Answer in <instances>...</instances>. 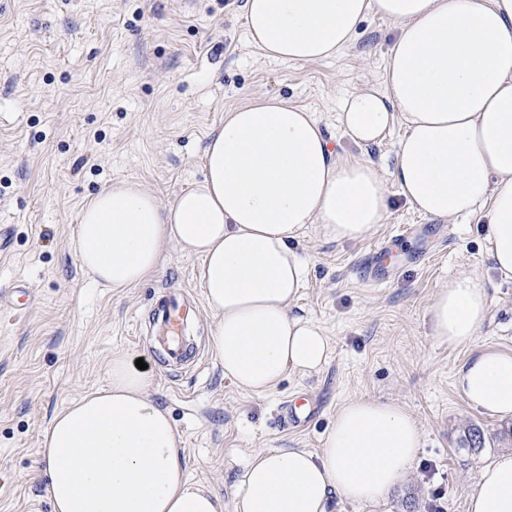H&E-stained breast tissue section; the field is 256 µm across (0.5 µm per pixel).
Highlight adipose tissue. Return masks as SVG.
I'll return each instance as SVG.
<instances>
[{
  "mask_svg": "<svg viewBox=\"0 0 512 512\" xmlns=\"http://www.w3.org/2000/svg\"><path fill=\"white\" fill-rule=\"evenodd\" d=\"M243 10L253 46L302 64L351 46L368 16L398 25L382 89L346 93L338 113L344 134L366 148L402 121L391 173L331 150L312 112L257 96L225 112L205 144L202 179L173 202L128 180L89 200L74 252L116 292L156 275L170 250L199 259L224 377L261 396L288 374L318 372L330 350L320 325L294 310L306 262L293 241L311 226L328 241L365 239L384 222L390 185L444 222L487 208L488 257L512 278V0H244ZM488 306L475 277L441 284L427 307L436 341L472 344ZM107 376L55 412L42 434L53 512H328L334 493L384 499L409 477L421 444L403 405L350 398L318 452L253 450L228 502L189 477L150 375L116 351ZM455 383L483 413L512 417V354L475 351ZM468 512H512L511 452L481 469Z\"/></svg>",
  "mask_w": 512,
  "mask_h": 512,
  "instance_id": "ef3b65f1",
  "label": "adipose tissue"
}]
</instances>
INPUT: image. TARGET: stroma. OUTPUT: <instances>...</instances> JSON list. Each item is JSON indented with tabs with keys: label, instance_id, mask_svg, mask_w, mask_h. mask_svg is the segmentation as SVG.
Here are the masks:
<instances>
[{
	"label": "stroma",
	"instance_id": "1",
	"mask_svg": "<svg viewBox=\"0 0 512 512\" xmlns=\"http://www.w3.org/2000/svg\"><path fill=\"white\" fill-rule=\"evenodd\" d=\"M244 0H0V290L29 289L28 308L0 305V512H53L39 466L40 434L65 403L103 385L113 351L143 359L152 392L186 448L193 479L231 496L255 448L319 450L343 400L405 406L421 426L409 478L376 504L332 498V512H467L480 468L512 452V419L473 408L454 376L471 354L439 345L426 308L435 289L479 277L489 307L476 345L512 353V279L487 257L486 209L449 222L422 215L391 188L379 228L357 242L315 230L294 241L308 260L295 310L331 340L323 368L288 374L273 393L248 396L224 377L208 345L197 259L170 251L161 271L118 293L79 267L73 242L85 202L125 179L172 202L203 175L207 136L225 111L264 94L312 112L340 156L393 165L405 133L393 122L380 144L343 133L338 103L380 87L397 29L369 16L335 57L270 60L249 45ZM395 245L388 274L372 277L377 246ZM185 290L188 329L203 369L171 378L152 350L153 297ZM303 398L312 418L282 427ZM483 444L461 446L467 428Z\"/></svg>",
	"mask_w": 512,
	"mask_h": 512
}]
</instances>
